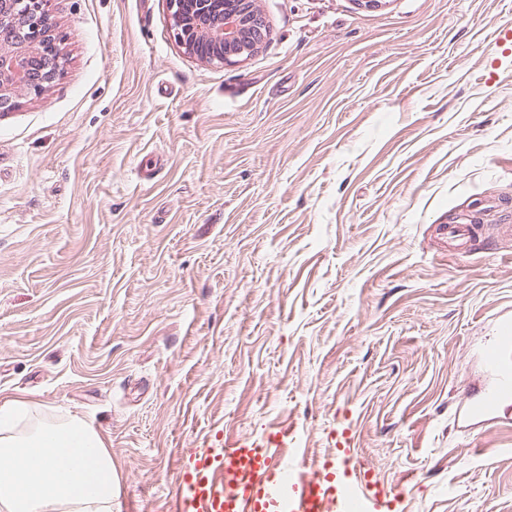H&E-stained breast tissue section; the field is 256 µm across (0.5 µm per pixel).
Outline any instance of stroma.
<instances>
[{"label": "stroma", "mask_w": 512, "mask_h": 512, "mask_svg": "<svg viewBox=\"0 0 512 512\" xmlns=\"http://www.w3.org/2000/svg\"><path fill=\"white\" fill-rule=\"evenodd\" d=\"M258 5L204 66L167 0H52L63 71L0 112V398L95 426L112 512H170L184 449L346 429L405 512H512V409L457 422L512 310V0Z\"/></svg>", "instance_id": "obj_1"}]
</instances>
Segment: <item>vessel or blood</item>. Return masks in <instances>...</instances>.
Here are the masks:
<instances>
[{"label": "vessel or blood", "instance_id": "obj_1", "mask_svg": "<svg viewBox=\"0 0 512 512\" xmlns=\"http://www.w3.org/2000/svg\"><path fill=\"white\" fill-rule=\"evenodd\" d=\"M497 323L501 335L484 357L488 383L471 419H496L512 406V313ZM284 445L269 433L190 451L179 461L173 512H399L404 484L380 478L356 449L336 448L309 464Z\"/></svg>", "mask_w": 512, "mask_h": 512}]
</instances>
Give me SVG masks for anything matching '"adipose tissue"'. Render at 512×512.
<instances>
[{"label": "adipose tissue", "mask_w": 512, "mask_h": 512, "mask_svg": "<svg viewBox=\"0 0 512 512\" xmlns=\"http://www.w3.org/2000/svg\"><path fill=\"white\" fill-rule=\"evenodd\" d=\"M0 512H112V455L76 415L0 399Z\"/></svg>", "instance_id": "obj_1"}]
</instances>
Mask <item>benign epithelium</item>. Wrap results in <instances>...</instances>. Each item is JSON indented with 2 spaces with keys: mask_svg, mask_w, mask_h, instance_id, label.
Instances as JSON below:
<instances>
[{
  "mask_svg": "<svg viewBox=\"0 0 512 512\" xmlns=\"http://www.w3.org/2000/svg\"><path fill=\"white\" fill-rule=\"evenodd\" d=\"M175 38L204 64L235 65L261 48L268 25L256 0H168ZM50 0H0V111L45 92L61 74Z\"/></svg>",
  "mask_w": 512,
  "mask_h": 512,
  "instance_id": "obj_1",
  "label": "benign epithelium"
}]
</instances>
